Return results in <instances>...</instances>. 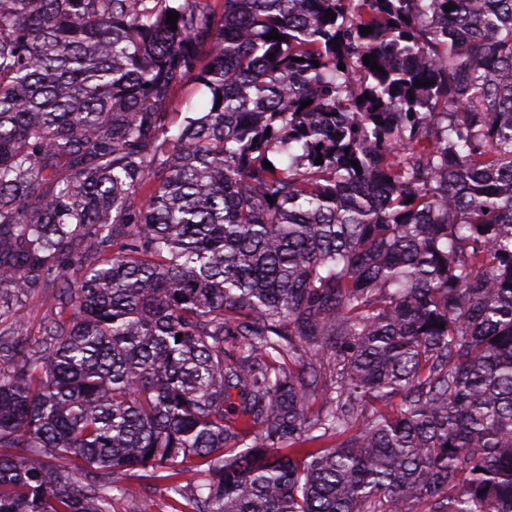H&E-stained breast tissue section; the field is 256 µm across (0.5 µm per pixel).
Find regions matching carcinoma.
Segmentation results:
<instances>
[{
    "label": "carcinoma",
    "mask_w": 512,
    "mask_h": 512,
    "mask_svg": "<svg viewBox=\"0 0 512 512\" xmlns=\"http://www.w3.org/2000/svg\"><path fill=\"white\" fill-rule=\"evenodd\" d=\"M51 284L0 512H512V0H0V318ZM119 478L121 482L128 487L130 499L136 498L140 493L145 491V488L150 486V493L157 502H167L168 497L162 482L145 480L137 476H119Z\"/></svg>",
    "instance_id": "carcinoma-1"
}]
</instances>
